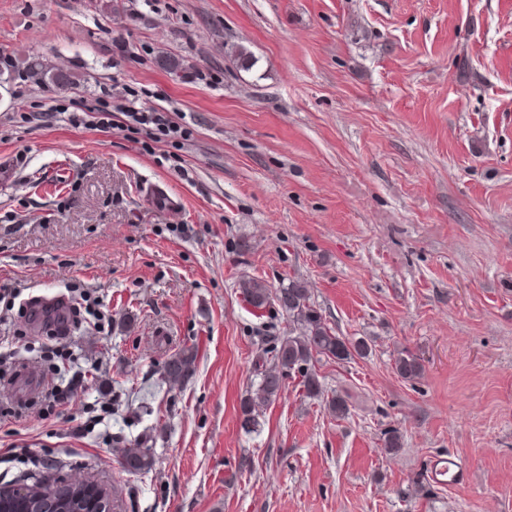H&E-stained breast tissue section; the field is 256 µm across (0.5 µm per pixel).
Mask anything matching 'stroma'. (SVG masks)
I'll return each instance as SVG.
<instances>
[{
    "mask_svg": "<svg viewBox=\"0 0 512 512\" xmlns=\"http://www.w3.org/2000/svg\"><path fill=\"white\" fill-rule=\"evenodd\" d=\"M33 56L73 85L32 82ZM0 74L6 364L50 361L30 298L87 289L111 319L70 328L72 406L0 424V487L77 475L117 512H512V0H0ZM130 100L182 134L135 131ZM245 277L300 279L368 345L316 362L321 397L287 379L252 433L240 403L291 323ZM185 347L193 376L163 384ZM139 439L153 466L131 474ZM445 455L466 482L430 479Z\"/></svg>",
    "mask_w": 512,
    "mask_h": 512,
    "instance_id": "35a3bbf8",
    "label": "stroma"
}]
</instances>
